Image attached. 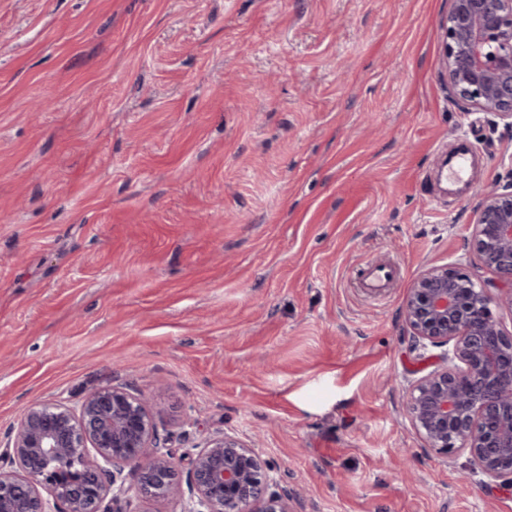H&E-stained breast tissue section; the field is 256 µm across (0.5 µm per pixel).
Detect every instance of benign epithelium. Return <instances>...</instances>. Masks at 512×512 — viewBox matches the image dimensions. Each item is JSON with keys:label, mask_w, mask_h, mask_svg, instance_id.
I'll use <instances>...</instances> for the list:
<instances>
[{"label": "benign epithelium", "mask_w": 512, "mask_h": 512, "mask_svg": "<svg viewBox=\"0 0 512 512\" xmlns=\"http://www.w3.org/2000/svg\"><path fill=\"white\" fill-rule=\"evenodd\" d=\"M449 94L512 127V0H451L444 46ZM476 269L425 270L402 317L413 348L441 353L411 385L410 419L442 462L465 452L486 487L512 490V183L476 190ZM140 395L117 386L77 407L33 403L0 440V512H129L131 494L179 512H291L274 465L224 433L176 459ZM186 463L185 479L177 467Z\"/></svg>", "instance_id": "1"}]
</instances>
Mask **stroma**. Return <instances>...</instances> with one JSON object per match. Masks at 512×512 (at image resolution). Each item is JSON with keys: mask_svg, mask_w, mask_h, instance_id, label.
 I'll use <instances>...</instances> for the list:
<instances>
[{"mask_svg": "<svg viewBox=\"0 0 512 512\" xmlns=\"http://www.w3.org/2000/svg\"><path fill=\"white\" fill-rule=\"evenodd\" d=\"M449 7L0 0V437L114 384L173 456L256 438L295 512H512L406 409V292L476 262L477 198L426 175L462 139L512 182V130L448 94Z\"/></svg>", "mask_w": 512, "mask_h": 512, "instance_id": "stroma-1", "label": "stroma"}]
</instances>
